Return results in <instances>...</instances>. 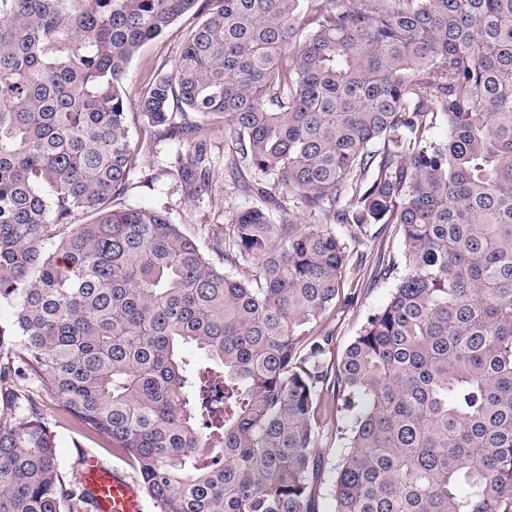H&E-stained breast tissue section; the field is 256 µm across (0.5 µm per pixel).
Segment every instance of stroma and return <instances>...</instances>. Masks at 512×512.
<instances>
[{"label": "stroma", "instance_id": "obj_1", "mask_svg": "<svg viewBox=\"0 0 512 512\" xmlns=\"http://www.w3.org/2000/svg\"><path fill=\"white\" fill-rule=\"evenodd\" d=\"M197 23L193 15L173 22L158 38L145 44L132 58L123 86L130 135L140 149V167L130 178V189L122 206L167 209L173 223L193 235L202 250H209L213 237L223 235L227 224L242 210L259 205L257 196L245 191L242 182L231 177L224 162L232 147V136L223 123L206 125L204 139L207 156L203 173L207 191L192 196L179 174L186 143L165 139L146 128L137 104L161 64L171 63L183 41ZM404 245L395 228L383 230L365 245L352 247L340 284V297L326 321L333 337L332 355L340 357L358 335L368 315L382 309L395 285L394 277L380 275L382 262L401 263ZM36 399L45 420L52 426L57 441L60 464L71 470L79 463L83 451L96 453L107 466L128 477H135L133 467L111 449L100 447L93 437L68 422L57 401L37 391ZM336 414L328 412L325 433L319 445L321 470L314 482L316 512H332L328 486L337 461Z\"/></svg>", "mask_w": 512, "mask_h": 512}]
</instances>
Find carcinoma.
<instances>
[{
  "instance_id": "1",
  "label": "carcinoma",
  "mask_w": 512,
  "mask_h": 512,
  "mask_svg": "<svg viewBox=\"0 0 512 512\" xmlns=\"http://www.w3.org/2000/svg\"><path fill=\"white\" fill-rule=\"evenodd\" d=\"M187 14L139 114L171 138L224 122L263 202L208 254L166 211L112 206L138 167L128 65ZM201 163L197 143L196 192ZM281 195L355 243L403 238L336 362L345 236ZM2 303L0 512H88L26 379L159 512H316L330 396L333 512H512V0H0Z\"/></svg>"
}]
</instances>
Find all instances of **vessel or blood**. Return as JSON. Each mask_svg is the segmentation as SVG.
Here are the masks:
<instances>
[{
  "label": "vessel or blood",
  "mask_w": 512,
  "mask_h": 512,
  "mask_svg": "<svg viewBox=\"0 0 512 512\" xmlns=\"http://www.w3.org/2000/svg\"><path fill=\"white\" fill-rule=\"evenodd\" d=\"M79 472L92 512H142L141 491L135 481L92 455L82 458Z\"/></svg>",
  "instance_id": "1"
}]
</instances>
